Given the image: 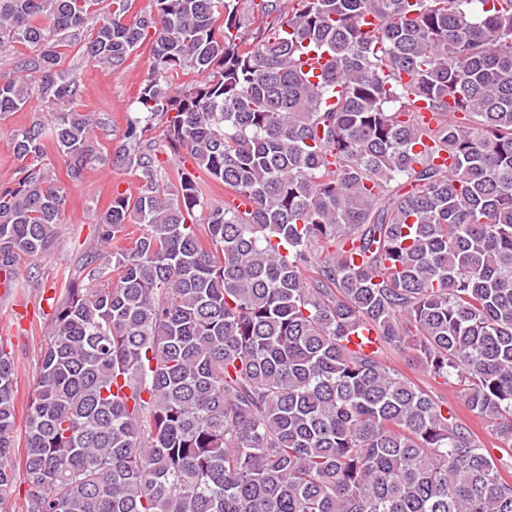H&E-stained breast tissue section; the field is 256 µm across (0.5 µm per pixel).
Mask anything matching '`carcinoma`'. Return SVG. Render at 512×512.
Instances as JSON below:
<instances>
[{
	"instance_id": "cac0c4a2",
	"label": "carcinoma",
	"mask_w": 512,
	"mask_h": 512,
	"mask_svg": "<svg viewBox=\"0 0 512 512\" xmlns=\"http://www.w3.org/2000/svg\"><path fill=\"white\" fill-rule=\"evenodd\" d=\"M94 2L0 0V49H29L0 117L52 112L13 134L8 281L62 223L46 144L74 181L102 158L61 48L116 72L154 43L110 155L137 192L97 214L99 247L44 331L25 512H512V476L470 426L380 357L409 349L457 377L512 448V0H262L258 24L240 0H153L131 21L112 0L89 27ZM309 53L326 57L317 83ZM162 122L195 165L175 184ZM364 326L377 348L349 349ZM16 371L0 346V512H15Z\"/></svg>"
}]
</instances>
